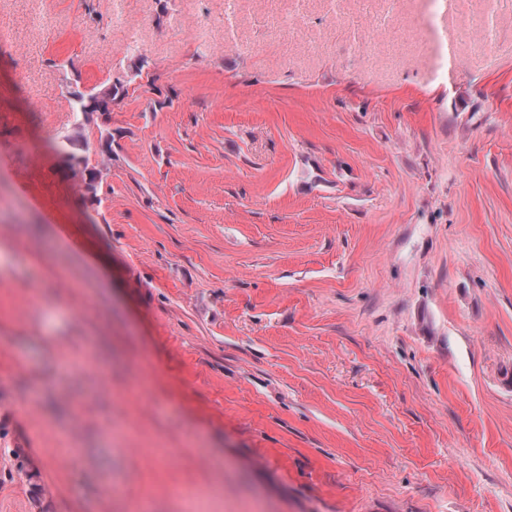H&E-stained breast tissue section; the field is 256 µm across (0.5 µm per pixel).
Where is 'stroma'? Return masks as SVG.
I'll return each mask as SVG.
<instances>
[{
	"mask_svg": "<svg viewBox=\"0 0 512 512\" xmlns=\"http://www.w3.org/2000/svg\"><path fill=\"white\" fill-rule=\"evenodd\" d=\"M486 13L0 0V512H512V0L478 53ZM64 56L128 85L92 196L49 147Z\"/></svg>",
	"mask_w": 512,
	"mask_h": 512,
	"instance_id": "1",
	"label": "stroma"
}]
</instances>
